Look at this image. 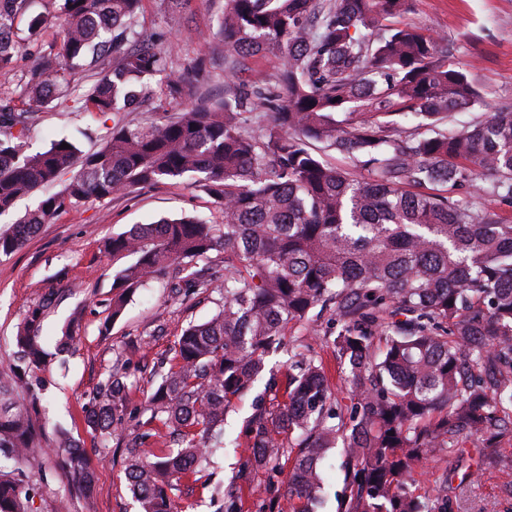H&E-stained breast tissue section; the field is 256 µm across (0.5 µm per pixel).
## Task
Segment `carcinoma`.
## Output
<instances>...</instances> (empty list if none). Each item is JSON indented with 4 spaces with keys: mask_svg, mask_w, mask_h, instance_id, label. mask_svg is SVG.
<instances>
[{
    "mask_svg": "<svg viewBox=\"0 0 512 512\" xmlns=\"http://www.w3.org/2000/svg\"><path fill=\"white\" fill-rule=\"evenodd\" d=\"M29 35L60 25L59 46L19 77L25 38L16 18L33 0H0V215L65 174L62 188L0 228V256L19 250L61 210L134 186L186 179L223 208L224 222L195 217L137 224L103 241L118 267L108 333L128 299L163 278L176 298L213 287L192 267L224 252V303L190 324L174 345L146 410L177 448L156 453L149 436L132 447L126 476L141 512H175L174 491L224 447V419L249 391L288 325L330 310L341 323L331 341L340 366L338 397L322 357L298 353L273 397L245 421L250 455L224 494V512H243L260 491L261 512H318L322 461L342 444L343 490L336 512H451L448 481L415 493L425 456L455 453L463 438L485 448L512 436V224L488 206L454 199L469 185L512 200V105L463 132L448 117L482 104L448 46L412 25H387L409 0H224L218 33L224 65L248 67L271 54L276 86L229 83L215 100L198 92L202 61L172 70L166 53L137 37L141 0H54ZM173 21L190 0H158ZM93 77L81 108L112 115L105 143L84 152L66 137L28 154V106L54 108L68 74ZM166 74L159 117L127 118L152 98L148 81ZM195 98L176 114L165 104ZM420 119L409 130L400 119ZM270 116L267 126L246 130ZM66 143L70 148L63 149ZM353 167L327 163L312 145ZM495 180L480 186L478 177ZM44 307L18 327L15 362L0 373V512H33L23 465L59 459L89 489L93 472L66 434L50 448L34 426L33 374L51 354ZM126 376L114 371L93 394L85 422L102 436L125 420ZM264 472L267 478L255 482Z\"/></svg>",
    "mask_w": 512,
    "mask_h": 512,
    "instance_id": "cac0c4a2",
    "label": "carcinoma"
}]
</instances>
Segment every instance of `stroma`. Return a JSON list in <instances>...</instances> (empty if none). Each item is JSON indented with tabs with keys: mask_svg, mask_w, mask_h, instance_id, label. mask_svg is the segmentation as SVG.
Masks as SVG:
<instances>
[{
	"mask_svg": "<svg viewBox=\"0 0 512 512\" xmlns=\"http://www.w3.org/2000/svg\"><path fill=\"white\" fill-rule=\"evenodd\" d=\"M222 5L223 0H191L187 20L174 26L160 12L157 0H142L137 30L141 38L165 51L174 70L204 57L210 79L202 90L208 95L223 96L225 84L234 80L274 83L278 62L270 55L257 58L250 70L225 71L223 47L216 35ZM403 20L447 42L454 61L472 76L481 92L483 107L453 114L455 130H465L512 102V0H411ZM84 82L83 75L69 76L60 107L39 109L26 139L28 152L44 151L61 136L86 151L102 145L111 116L70 105ZM182 216H196L210 224L224 219L221 205L204 191L185 180H168L66 207L21 249L0 257V371L13 360V338L24 317L50 302L43 335L57 356L40 373L45 385L44 410L36 424L49 432L57 427L67 430L85 448L94 472L92 496L84 501L78 499L77 484L62 464L48 456L40 459L28 470L36 512H55L58 500L70 496L75 499L72 512H138L125 475L128 452L137 435L145 431L151 433L154 448L165 449L170 444L166 428L145 412V401L160 363L171 362L183 329L209 319L222 305L224 262L220 251H212L202 266L214 279L215 288L182 301L168 300L163 281H149L106 333L102 325L116 267L101 245L105 238L132 225ZM69 325L74 326L77 341L69 349L57 350L56 341ZM335 334L336 318L329 312L317 323L292 325L283 349L267 357L266 367L283 374L289 348L300 345L321 356L329 369H336V360L325 346ZM116 365L125 367L128 374L126 423L103 440L86 427L85 408L107 371ZM254 399L250 393L235 400L224 424V453L216 457L212 468L213 482L223 487H230L249 454L241 429ZM496 455L498 464L483 466V449L471 439L462 452L428 457L420 468L416 490L430 492L444 476L454 512H512V496L504 492L505 485L512 484V437L500 442ZM478 468L484 471L479 481L465 479V472Z\"/></svg>",
	"mask_w": 512,
	"mask_h": 512,
	"instance_id": "stroma-1",
	"label": "stroma"
}]
</instances>
